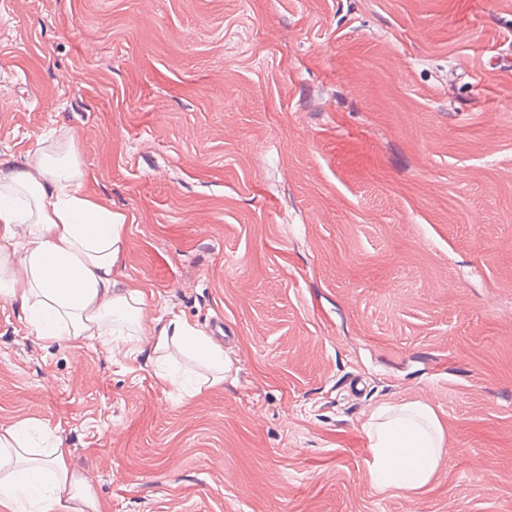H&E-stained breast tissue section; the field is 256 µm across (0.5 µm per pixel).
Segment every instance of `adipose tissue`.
I'll use <instances>...</instances> for the list:
<instances>
[{"instance_id":"ef3b65f1","label":"adipose tissue","mask_w":512,"mask_h":512,"mask_svg":"<svg viewBox=\"0 0 512 512\" xmlns=\"http://www.w3.org/2000/svg\"><path fill=\"white\" fill-rule=\"evenodd\" d=\"M73 139L37 144L31 160L0 177V296L19 300L35 334L79 343L110 337L114 351H134L131 332L148 305L137 284L118 286L125 217L85 189ZM155 351L196 352L214 380L230 368L223 349L180 319L155 327ZM30 422L0 429V506L10 512H99L87 477L74 475L65 449L25 457ZM375 484L416 491L431 482L446 441L434 409L420 400L385 402L368 419Z\"/></svg>"}]
</instances>
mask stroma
<instances>
[{"label":"stroma","mask_w":512,"mask_h":512,"mask_svg":"<svg viewBox=\"0 0 512 512\" xmlns=\"http://www.w3.org/2000/svg\"><path fill=\"white\" fill-rule=\"evenodd\" d=\"M63 135L146 325L231 362L0 297V427L101 512H512V0H0V171ZM398 400L445 433L415 492L370 474ZM151 340L158 352L171 346L187 347L196 352L213 370L212 382L224 380V372L230 370V362L224 360V350L202 331L180 319H170L167 324L156 326Z\"/></svg>","instance_id":"obj_1"}]
</instances>
